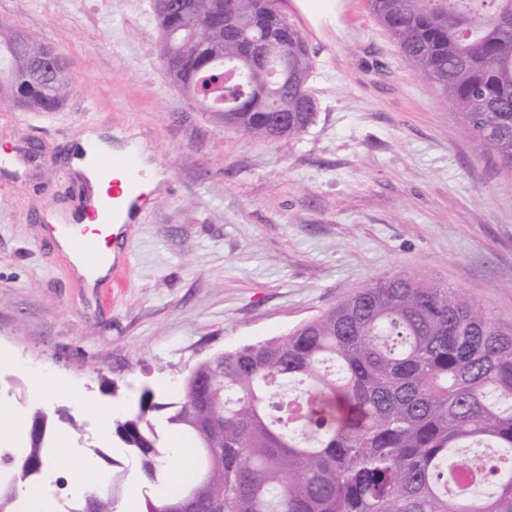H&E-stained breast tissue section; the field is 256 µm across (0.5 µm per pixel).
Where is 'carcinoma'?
Segmentation results:
<instances>
[{
	"label": "carcinoma",
	"instance_id": "carcinoma-1",
	"mask_svg": "<svg viewBox=\"0 0 512 512\" xmlns=\"http://www.w3.org/2000/svg\"><path fill=\"white\" fill-rule=\"evenodd\" d=\"M155 0L163 29L159 57L189 95L225 60L249 63L261 45L278 75L253 70L251 84L211 117L247 136L299 140L317 112H295L310 97L293 82L313 68L297 32L272 39L276 20L262 0ZM409 66L457 111L476 147L512 170V0H370ZM45 45L0 18V103L54 112L72 91L70 64L36 67ZM182 387L178 402L155 401L112 418L146 480L162 479L171 449L165 427L189 435L201 469L141 512L178 505L197 490L195 512H512V323L445 284L406 273L374 279L287 334L224 352ZM498 449L478 468L467 448ZM45 445L0 457V512H19L26 461L47 467ZM112 490L84 496L90 512H117Z\"/></svg>",
	"mask_w": 512,
	"mask_h": 512
}]
</instances>
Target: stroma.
Wrapping results in <instances>:
<instances>
[{"label": "stroma", "instance_id": "stroma-1", "mask_svg": "<svg viewBox=\"0 0 512 512\" xmlns=\"http://www.w3.org/2000/svg\"><path fill=\"white\" fill-rule=\"evenodd\" d=\"M370 27L319 20L306 46L316 123L300 141L258 140L212 121L158 57L153 0H0V17L70 61L55 112L0 105V407L48 412L52 453L101 452L106 478L148 490L98 408L122 413L144 387L180 398L202 360L286 333L350 290L397 273L472 295L512 322V171L478 153L447 99L415 74L368 0ZM101 130L167 176L121 246L109 296L88 287L46 219L84 188L69 155ZM73 398L38 400L33 371Z\"/></svg>", "mask_w": 512, "mask_h": 512}]
</instances>
